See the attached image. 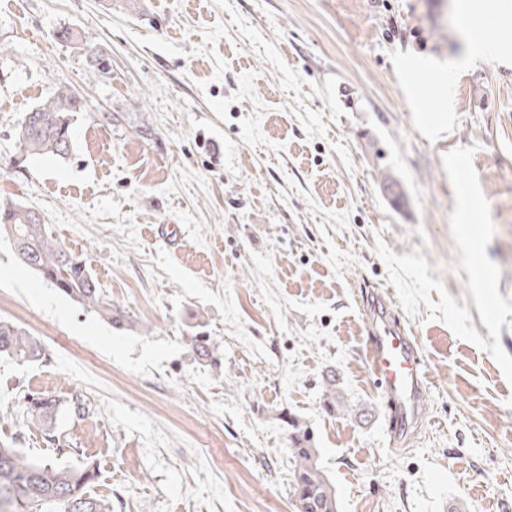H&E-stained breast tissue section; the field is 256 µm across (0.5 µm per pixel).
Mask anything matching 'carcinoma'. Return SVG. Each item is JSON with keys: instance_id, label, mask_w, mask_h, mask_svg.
Masks as SVG:
<instances>
[{"instance_id": "obj_1", "label": "carcinoma", "mask_w": 512, "mask_h": 512, "mask_svg": "<svg viewBox=\"0 0 512 512\" xmlns=\"http://www.w3.org/2000/svg\"><path fill=\"white\" fill-rule=\"evenodd\" d=\"M58 38L82 51L97 79L109 80L106 53L82 40L73 28L58 31ZM83 94L62 87L31 107L17 129L23 151L52 159H65L72 152V125L86 111ZM0 237L11 242L19 261L51 282L60 292L95 312L115 329L135 326L133 315L104 294L86 263L75 257L49 233L43 220L29 208L12 200L0 201ZM198 358L218 360L210 337H191ZM0 355L18 362L43 359L41 341L18 325L0 319ZM60 401L52 395L28 399L26 415L41 425L44 439L56 443V415ZM289 429L288 454L294 462L292 495L297 512H336V493L318 462V449L310 430L292 415L283 414ZM98 476L95 463L82 467L54 465L29 459L14 443L0 441V489L12 487L15 498L0 502V512H112V499L94 494L90 487Z\"/></svg>"}]
</instances>
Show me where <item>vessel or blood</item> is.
<instances>
[{
    "instance_id": "b4317fda",
    "label": "vessel or blood",
    "mask_w": 512,
    "mask_h": 512,
    "mask_svg": "<svg viewBox=\"0 0 512 512\" xmlns=\"http://www.w3.org/2000/svg\"><path fill=\"white\" fill-rule=\"evenodd\" d=\"M368 361L387 410L390 435L406 432L419 415L427 370L404 328L380 309L367 316Z\"/></svg>"
}]
</instances>
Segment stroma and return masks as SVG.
Segmentation results:
<instances>
[{
    "label": "stroma",
    "instance_id": "stroma-1",
    "mask_svg": "<svg viewBox=\"0 0 512 512\" xmlns=\"http://www.w3.org/2000/svg\"><path fill=\"white\" fill-rule=\"evenodd\" d=\"M461 1L0 0V200L38 212L139 321L112 328L0 240V318L44 347L38 363L0 357V440L94 461L112 512H297L287 412L338 512H512V383L427 308L409 317L376 251H421L488 337L442 163L473 148L512 297V0H465L466 22ZM482 22L495 67L468 56ZM62 28L106 52L110 81ZM415 55L460 63L420 102L397 65ZM62 86L88 104L71 157L23 153L25 112ZM383 292L428 369L398 455L367 359ZM200 328L219 365L194 355ZM45 394L74 455L26 415Z\"/></svg>",
    "mask_w": 512,
    "mask_h": 512
}]
</instances>
